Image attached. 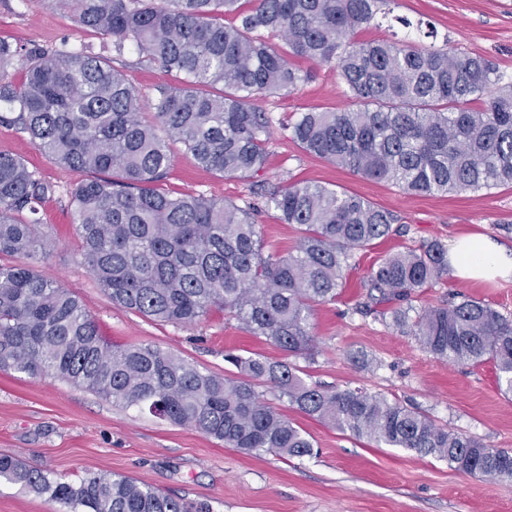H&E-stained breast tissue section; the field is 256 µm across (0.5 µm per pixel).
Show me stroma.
Here are the masks:
<instances>
[{
    "label": "stroma",
    "mask_w": 512,
    "mask_h": 512,
    "mask_svg": "<svg viewBox=\"0 0 512 512\" xmlns=\"http://www.w3.org/2000/svg\"><path fill=\"white\" fill-rule=\"evenodd\" d=\"M0 37L26 47L51 49L68 42L111 60L126 79L151 98L172 75L132 51L116 53L111 38L77 28L51 0H0ZM358 40L426 41L479 55L512 79V0H386L375 23ZM311 77L297 91L263 99L271 119L266 167L250 178H233L200 167L181 144L163 188L254 207L266 249L294 251L297 225L253 194L255 185L304 181L360 195L398 218L405 231L355 251L335 301L317 306L318 338L313 361L303 362L306 380L359 387L415 404L438 423L485 444L512 450V395L502 394L492 363L453 364L434 358L411 336L383 322L379 312L360 314L371 269L406 246L463 234L484 235L512 249V186L479 193L411 196L306 154L290 125L314 108L347 110L349 97L334 66L295 59ZM0 153L22 158L53 185L40 217L52 246L37 257L36 270L75 294L101 334L119 345L151 344L221 375L227 350L272 360L283 352L253 336L235 318L212 311L193 325L149 320L112 305L81 257L67 193L84 172L60 167L39 153L27 133L0 123ZM461 292L488 302L512 319V277L464 280L449 274L428 289L423 302L437 304ZM365 354L367 365L351 361ZM311 437L314 453L286 460L272 452L250 454L175 426L148 412L123 409L82 388L46 376L30 379L0 372V454L17 456L67 480L85 471L118 473L186 502L191 512H512V480L488 482L450 468L446 461L400 448H380L284 407Z\"/></svg>",
    "instance_id": "stroma-1"
}]
</instances>
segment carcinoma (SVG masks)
<instances>
[{"label": "carcinoma", "instance_id": "obj_1", "mask_svg": "<svg viewBox=\"0 0 512 512\" xmlns=\"http://www.w3.org/2000/svg\"><path fill=\"white\" fill-rule=\"evenodd\" d=\"M52 0L83 29L112 38L180 83L145 99L107 59L63 43L22 49L0 39V71L15 60L20 86L0 76V104L53 163L87 173L68 191L82 259L112 304L192 325L214 308L286 355L224 354L219 375L153 345L101 336L78 297L31 261L50 239L37 218L52 187L0 153V371L53 375L123 408L148 411L229 448L313 454L306 433L256 390L270 385L300 413L378 446L448 462L484 480L512 479V455L437 423L412 403L359 388L309 384L296 358L314 354V306L336 299L353 253L399 232L396 217L357 194L286 182L265 194L302 233L296 253L264 251L251 207L160 187L169 141L203 168L245 178L267 162L270 119L258 101L308 80L288 55L336 62L356 108L302 112L292 138L309 155L409 195L512 185V82L489 60L452 49L355 35L385 0ZM235 22L224 24V16ZM282 37L289 54L259 35ZM448 277V249L422 243L372 268L368 302H393L392 325L435 358L490 362L512 393V320L489 303L452 294L416 306ZM57 512H187L158 489L121 474L58 477L0 455V481Z\"/></svg>", "mask_w": 512, "mask_h": 512}]
</instances>
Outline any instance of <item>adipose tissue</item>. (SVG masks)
<instances>
[{
	"instance_id": "1",
	"label": "adipose tissue",
	"mask_w": 512,
	"mask_h": 512,
	"mask_svg": "<svg viewBox=\"0 0 512 512\" xmlns=\"http://www.w3.org/2000/svg\"><path fill=\"white\" fill-rule=\"evenodd\" d=\"M448 260L462 279L512 277V250L487 236L455 238L448 244Z\"/></svg>"
}]
</instances>
